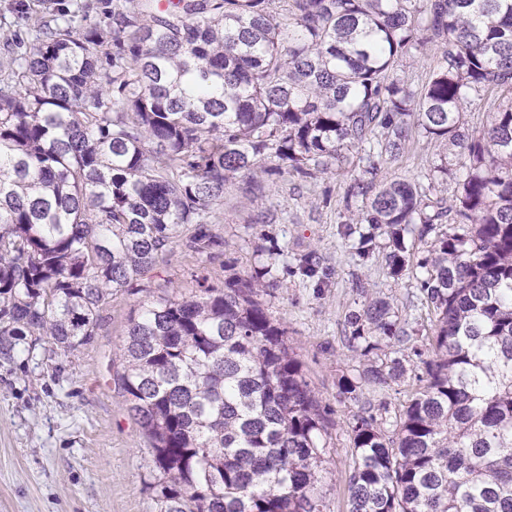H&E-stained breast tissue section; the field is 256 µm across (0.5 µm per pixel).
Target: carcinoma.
I'll return each mask as SVG.
<instances>
[{
	"label": "carcinoma",
	"instance_id": "cac0c4a2",
	"mask_svg": "<svg viewBox=\"0 0 512 512\" xmlns=\"http://www.w3.org/2000/svg\"><path fill=\"white\" fill-rule=\"evenodd\" d=\"M102 15L79 35L44 20L0 65V354L44 335L77 350L174 244L210 254L229 181L309 182L355 148L341 234L366 260L385 237L396 280L419 272L435 357L393 431L353 415L348 512H512V0H110ZM431 52L415 91L400 71ZM417 134L444 146L452 196L382 179ZM269 260L128 321L117 381L160 512H324L325 408L260 299ZM297 268L322 279L313 253ZM345 326L366 361L338 380L350 400L422 356L421 324L388 297Z\"/></svg>",
	"mask_w": 512,
	"mask_h": 512
}]
</instances>
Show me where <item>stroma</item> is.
Masks as SVG:
<instances>
[{
    "label": "stroma",
    "instance_id": "1",
    "mask_svg": "<svg viewBox=\"0 0 512 512\" xmlns=\"http://www.w3.org/2000/svg\"><path fill=\"white\" fill-rule=\"evenodd\" d=\"M16 2L0 0V61L13 48L11 34L33 44L40 16L71 14L78 34L101 19L100 0H40L26 15L15 11ZM442 153L440 143L416 138L382 176L424 180ZM354 174L345 167L309 183L275 176L255 194L242 181L228 184L218 205L223 221L212 227L223 244L204 262L176 245L143 290L117 296L102 311L89 343L69 352L50 337L30 336L10 358L0 357V512H160L150 486L149 443L116 381L128 318L146 291L187 293L204 277L220 285L225 276L261 267L272 249L282 255L262 301L287 327L290 344L327 409L331 478L323 487L324 512H347L349 420L365 401L387 402L390 413H398L417 389L423 365L421 356L405 357L400 380L364 390L358 402L339 396L338 378L359 365L345 343V315L369 292L393 298L400 318L429 321L426 307L409 304L417 292L414 277H389L380 256L360 260L339 235L341 199ZM308 252L319 257L328 275L323 288H312L291 270L296 257Z\"/></svg>",
    "mask_w": 512,
    "mask_h": 512
}]
</instances>
